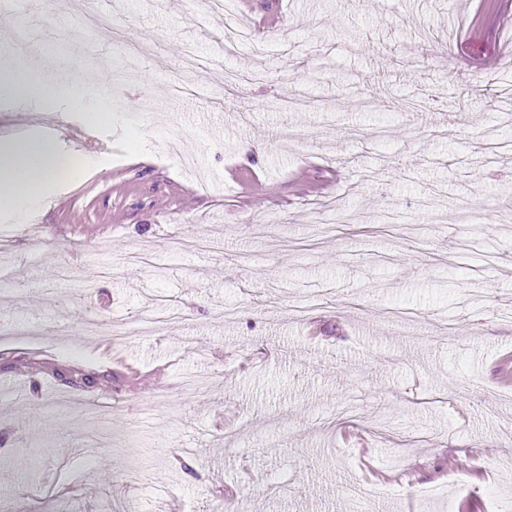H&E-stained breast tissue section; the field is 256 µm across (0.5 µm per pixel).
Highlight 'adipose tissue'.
Instances as JSON below:
<instances>
[{
	"mask_svg": "<svg viewBox=\"0 0 512 512\" xmlns=\"http://www.w3.org/2000/svg\"><path fill=\"white\" fill-rule=\"evenodd\" d=\"M88 92L85 86L74 92H60L50 82L33 77L14 55L0 54V94L21 102L61 96L75 105ZM71 171L67 155L59 153L52 142L15 136L0 145V201L17 215H24L40 202L45 183L67 179Z\"/></svg>",
	"mask_w": 512,
	"mask_h": 512,
	"instance_id": "ef3b65f1",
	"label": "adipose tissue"
}]
</instances>
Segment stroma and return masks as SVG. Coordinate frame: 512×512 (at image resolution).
<instances>
[{"label": "stroma", "mask_w": 512, "mask_h": 512, "mask_svg": "<svg viewBox=\"0 0 512 512\" xmlns=\"http://www.w3.org/2000/svg\"><path fill=\"white\" fill-rule=\"evenodd\" d=\"M456 2L249 0L261 41L228 57L206 0H0V52L23 23L30 72L100 90L0 96V141L79 160L25 222L0 206L1 502L512 512V149L483 139L512 0L477 27ZM160 300L177 318L113 341Z\"/></svg>", "instance_id": "35a3bbf8"}]
</instances>
